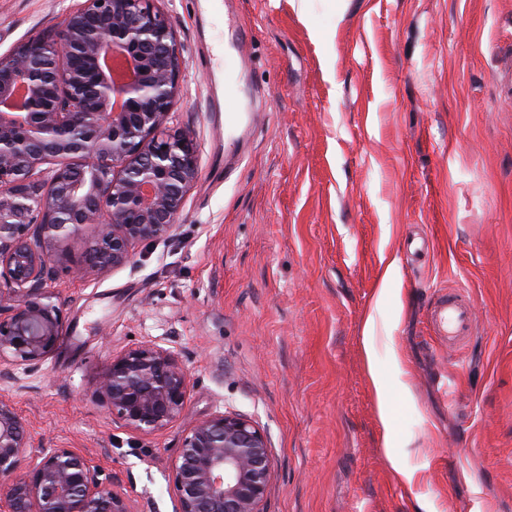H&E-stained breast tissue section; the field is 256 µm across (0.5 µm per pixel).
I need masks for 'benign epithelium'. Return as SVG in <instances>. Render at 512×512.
Listing matches in <instances>:
<instances>
[{
  "label": "benign epithelium",
  "instance_id": "obj_1",
  "mask_svg": "<svg viewBox=\"0 0 512 512\" xmlns=\"http://www.w3.org/2000/svg\"><path fill=\"white\" fill-rule=\"evenodd\" d=\"M179 77L172 26L153 0H84L55 39L0 57V366L33 369L61 336L46 245L98 226L84 255L67 259L84 279L176 231L198 174L191 134L162 130ZM189 389L177 354L153 341L112 356L98 387L112 417L140 434L178 419ZM27 447L25 423L0 398V512H132L112 475L79 452L43 449L24 470ZM272 476L260 428L216 413L182 438L175 512H264Z\"/></svg>",
  "mask_w": 512,
  "mask_h": 512
}]
</instances>
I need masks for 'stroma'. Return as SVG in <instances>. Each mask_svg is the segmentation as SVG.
Masks as SVG:
<instances>
[{"instance_id": "stroma-1", "label": "stroma", "mask_w": 512, "mask_h": 512, "mask_svg": "<svg viewBox=\"0 0 512 512\" xmlns=\"http://www.w3.org/2000/svg\"><path fill=\"white\" fill-rule=\"evenodd\" d=\"M82 2L0 0V56ZM155 5L181 60L165 126L192 134L198 177L128 264L75 281L54 263L57 349L0 367L27 459L74 449L133 512H174L185 430L226 410L268 437L264 512H512V0ZM448 288L475 308L457 351L431 320ZM148 340L191 387L142 435L98 380Z\"/></svg>"}]
</instances>
